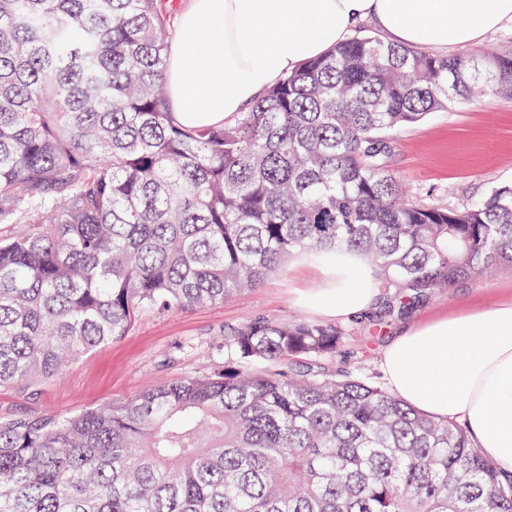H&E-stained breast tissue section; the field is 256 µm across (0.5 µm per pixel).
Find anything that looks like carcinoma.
<instances>
[{"mask_svg": "<svg viewBox=\"0 0 512 512\" xmlns=\"http://www.w3.org/2000/svg\"><path fill=\"white\" fill-rule=\"evenodd\" d=\"M164 0H0V387L59 378L127 335L258 287L288 260L368 279L381 315L512 263V184L419 204L388 132L512 55L356 36L220 126L185 128ZM359 324L265 317L224 363L69 415L0 417V512H512V475L346 352Z\"/></svg>", "mask_w": 512, "mask_h": 512, "instance_id": "carcinoma-1", "label": "carcinoma"}]
</instances>
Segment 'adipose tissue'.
Here are the masks:
<instances>
[{"instance_id":"ef3b65f1","label":"adipose tissue","mask_w":512,"mask_h":512,"mask_svg":"<svg viewBox=\"0 0 512 512\" xmlns=\"http://www.w3.org/2000/svg\"><path fill=\"white\" fill-rule=\"evenodd\" d=\"M365 20L393 43L467 48L512 26V0H190L166 67L177 120H231ZM381 367L392 392L462 421L484 454L512 473V303L409 329L386 344Z\"/></svg>"}]
</instances>
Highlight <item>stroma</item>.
I'll use <instances>...</instances> for the list:
<instances>
[{
	"label": "stroma",
	"mask_w": 512,
	"mask_h": 512,
	"mask_svg": "<svg viewBox=\"0 0 512 512\" xmlns=\"http://www.w3.org/2000/svg\"><path fill=\"white\" fill-rule=\"evenodd\" d=\"M388 168L417 202L461 207L512 183V95L475 94L446 112L392 131ZM336 286L331 267L294 260L281 274L222 303L186 313L142 314L128 336L101 346L73 365L62 380L33 389H0V415H67L120 401L174 380L205 372L224 359V328L257 316L281 322L311 319L333 324L320 303ZM512 301V265L457 284L409 306L382 326L365 324L348 336L346 350L379 336L363 361L380 369L382 345L410 326Z\"/></svg>",
	"instance_id": "stroma-1"
}]
</instances>
